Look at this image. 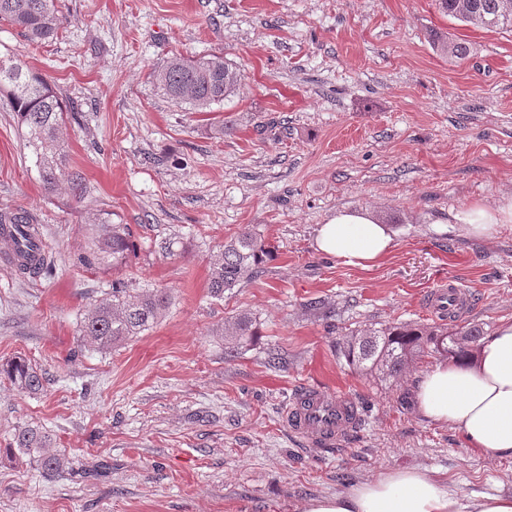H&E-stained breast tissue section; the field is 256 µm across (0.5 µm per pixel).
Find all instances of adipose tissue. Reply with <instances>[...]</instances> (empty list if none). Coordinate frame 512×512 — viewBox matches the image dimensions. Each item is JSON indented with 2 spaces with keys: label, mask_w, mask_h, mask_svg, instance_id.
Segmentation results:
<instances>
[{
  "label": "adipose tissue",
  "mask_w": 512,
  "mask_h": 512,
  "mask_svg": "<svg viewBox=\"0 0 512 512\" xmlns=\"http://www.w3.org/2000/svg\"><path fill=\"white\" fill-rule=\"evenodd\" d=\"M452 219L472 236H491L512 224V197L465 206ZM315 244L345 265L370 269L390 253L393 237L372 211L341 209L320 226ZM416 400L426 418L458 427L473 447L512 457V321L485 337L473 358L425 371ZM306 512H512V496L464 503L421 470L395 469L349 492L312 499Z\"/></svg>",
  "instance_id": "obj_1"
}]
</instances>
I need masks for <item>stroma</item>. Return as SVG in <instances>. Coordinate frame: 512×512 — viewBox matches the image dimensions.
Listing matches in <instances>:
<instances>
[{"mask_svg":"<svg viewBox=\"0 0 512 512\" xmlns=\"http://www.w3.org/2000/svg\"><path fill=\"white\" fill-rule=\"evenodd\" d=\"M53 40L0 23V54L48 77L67 106L68 186L46 193L12 113L0 111V208L38 224L48 276H20L0 239V362L42 370L46 390L0 382V512H304L396 468L462 497L512 495V458L473 448L416 409L417 360L382 379L349 366L343 336L436 325L437 282L475 295L453 329L512 320V224L468 237L448 214L512 194V31L444 16L436 0H60ZM464 42L465 60L432 34ZM223 54L234 96L197 112L155 78L175 55ZM223 134H215V125ZM372 209L393 236L363 271L317 251L340 209ZM129 225L136 250L79 267L96 217ZM249 229L270 254L261 277L207 291L225 241ZM174 244L166 258L156 244ZM162 288L163 318L109 353L79 323L113 280ZM258 334L227 354L224 324ZM306 383L356 397L364 424L342 447L290 434L283 411ZM43 427L63 475L10 455L16 429Z\"/></svg>","mask_w":512,"mask_h":512,"instance_id":"stroma-1","label":"stroma"}]
</instances>
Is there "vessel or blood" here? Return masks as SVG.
<instances>
[{"instance_id": "1", "label": "vessel or blood", "mask_w": 512, "mask_h": 512, "mask_svg": "<svg viewBox=\"0 0 512 512\" xmlns=\"http://www.w3.org/2000/svg\"><path fill=\"white\" fill-rule=\"evenodd\" d=\"M31 232V227L21 224L0 226V237L12 241L19 254L33 249ZM473 302L471 293L455 280L438 283L427 296L429 308L440 313L452 314ZM362 418L363 412L351 395L309 385L289 398L285 411L286 423L294 434L323 447L341 445L359 427Z\"/></svg>"}]
</instances>
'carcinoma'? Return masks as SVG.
Listing matches in <instances>:
<instances>
[{
    "instance_id": "carcinoma-1",
    "label": "carcinoma",
    "mask_w": 512,
    "mask_h": 512,
    "mask_svg": "<svg viewBox=\"0 0 512 512\" xmlns=\"http://www.w3.org/2000/svg\"><path fill=\"white\" fill-rule=\"evenodd\" d=\"M58 0H0V22L17 27L32 44L52 39L61 22ZM439 10L460 22H477L486 28H512V0H437ZM436 51L457 59L468 55L462 42L442 41ZM239 73L224 61L222 54L195 58L175 55L169 58L160 73L165 94L178 103H187L202 111L224 101L239 85ZM0 98L16 116L23 130L26 149L36 157L44 189L54 191L61 182L70 184L74 196L85 192L84 178L66 167L67 150L58 136L66 115L62 99L41 72L18 57L0 56ZM27 211L3 208L0 225L30 224ZM100 232L89 254L78 258V263L91 267L101 257L112 258V266L124 262L134 247L125 224H111L102 218ZM269 250L263 241L249 229L224 243L212 262L207 288L211 297L224 298L258 274ZM18 270L40 275L51 270L46 258L35 263L18 262ZM169 304L164 290L130 288L124 282H112L111 297L94 305L85 314L79 327L82 341L106 352L151 329L162 317ZM255 335L253 320L240 313L227 321L224 337L229 347L238 349ZM483 337L479 327H470L454 333L446 327H389L369 329L345 337L344 353L350 364L367 372L388 377L400 376L416 358L436 356L450 360L470 355L474 344ZM0 378H4L22 393L37 395L44 392L46 379L26 358L17 356L0 364ZM13 449L19 451L47 473L65 471L66 458L50 449V438L42 428L24 425L17 429Z\"/></svg>"
}]
</instances>
